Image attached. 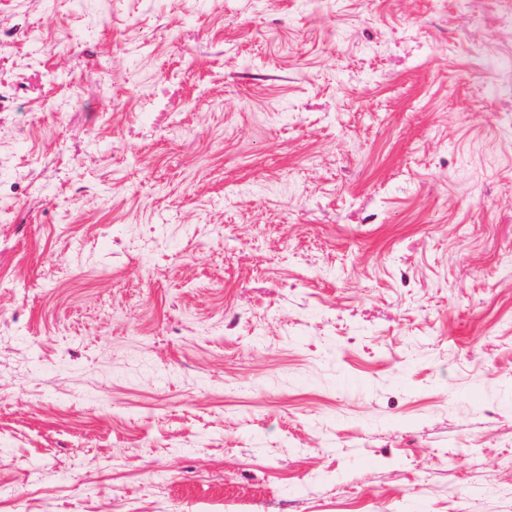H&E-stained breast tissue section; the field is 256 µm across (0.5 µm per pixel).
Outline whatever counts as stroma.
<instances>
[{
    "instance_id": "obj_1",
    "label": "stroma",
    "mask_w": 512,
    "mask_h": 512,
    "mask_svg": "<svg viewBox=\"0 0 512 512\" xmlns=\"http://www.w3.org/2000/svg\"><path fill=\"white\" fill-rule=\"evenodd\" d=\"M0 512H512V0H0Z\"/></svg>"
}]
</instances>
